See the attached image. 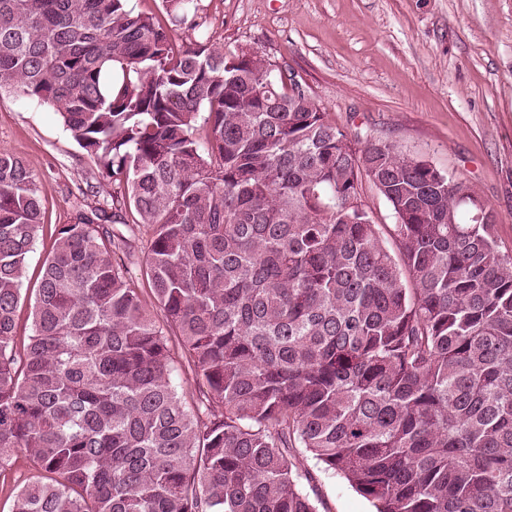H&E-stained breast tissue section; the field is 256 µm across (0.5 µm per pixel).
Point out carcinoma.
Segmentation results:
<instances>
[{
	"instance_id": "carcinoma-1",
	"label": "carcinoma",
	"mask_w": 512,
	"mask_h": 512,
	"mask_svg": "<svg viewBox=\"0 0 512 512\" xmlns=\"http://www.w3.org/2000/svg\"><path fill=\"white\" fill-rule=\"evenodd\" d=\"M162 3L164 24L131 0H0V95L52 107L112 185V210L55 229L18 357L42 198L0 149V472L19 449L42 471L13 512H317L297 446L376 512H512L491 208L422 157L353 146L294 74L213 41L198 0ZM182 28L200 37L177 50ZM117 224L151 228V305ZM362 199L377 224H394V218L387 204L367 182L363 183Z\"/></svg>"
}]
</instances>
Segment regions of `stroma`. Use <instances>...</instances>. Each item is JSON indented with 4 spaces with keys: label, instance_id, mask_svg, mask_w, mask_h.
Here are the masks:
<instances>
[{
    "label": "stroma",
    "instance_id": "35a3bbf8",
    "mask_svg": "<svg viewBox=\"0 0 512 512\" xmlns=\"http://www.w3.org/2000/svg\"><path fill=\"white\" fill-rule=\"evenodd\" d=\"M206 27L229 49L258 52L294 72L328 120L464 178L494 209L501 252H512V0H199ZM0 149L36 174L44 224L18 306L16 350L55 228L71 223L76 186L98 171L51 108L0 96ZM298 488L318 512H374L305 449Z\"/></svg>",
    "mask_w": 512,
    "mask_h": 512
}]
</instances>
